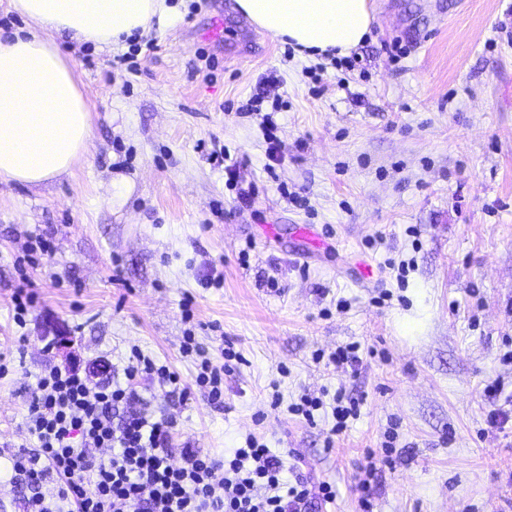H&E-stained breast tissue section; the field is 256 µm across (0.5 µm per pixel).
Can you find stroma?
Listing matches in <instances>:
<instances>
[{
    "label": "stroma",
    "mask_w": 512,
    "mask_h": 512,
    "mask_svg": "<svg viewBox=\"0 0 512 512\" xmlns=\"http://www.w3.org/2000/svg\"><path fill=\"white\" fill-rule=\"evenodd\" d=\"M168 2L132 72L110 65L128 43L57 37L90 143L55 181L0 180V443H24L25 392L48 364L106 380L136 348L191 384V329L242 362L220 407L140 384L149 413L177 421L174 447L227 455L255 434L291 473L335 485L313 512H358L367 491L373 512H512V426L489 427L484 395L502 378L497 405L512 408V0H370L352 70L265 32L245 39L227 0ZM272 71L279 85L241 113ZM213 145L253 183L250 205ZM39 235L52 253L18 266ZM213 269L221 285L204 286ZM26 278L36 303L19 322ZM352 342L374 350L358 374L316 362ZM340 387L364 400L342 433L330 411L312 425L292 414ZM389 433L391 463L363 490Z\"/></svg>",
    "instance_id": "35a3bbf8"
}]
</instances>
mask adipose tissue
<instances>
[{
  "mask_svg": "<svg viewBox=\"0 0 512 512\" xmlns=\"http://www.w3.org/2000/svg\"><path fill=\"white\" fill-rule=\"evenodd\" d=\"M272 37L309 56L344 55L373 21L369 0H236ZM32 29L0 41V178L29 186L70 173L87 150L90 112L53 40L109 46L148 30L172 12L166 0H7Z\"/></svg>",
  "mask_w": 512,
  "mask_h": 512,
  "instance_id": "1",
  "label": "adipose tissue"
}]
</instances>
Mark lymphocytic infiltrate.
Here are the masks:
<instances>
[{"mask_svg": "<svg viewBox=\"0 0 512 512\" xmlns=\"http://www.w3.org/2000/svg\"><path fill=\"white\" fill-rule=\"evenodd\" d=\"M182 351L201 358L194 386L209 401L223 402L236 352L222 349L213 360L191 330ZM144 379L167 396L190 388L137 351L112 382L92 381L73 366L41 371L24 418L35 446L10 457L12 472L31 488L25 512H310L316 502L335 499L332 484L289 476L282 457L252 435L224 457L173 447L176 420L141 409ZM118 407L127 410L119 426L112 422Z\"/></svg>", "mask_w": 512, "mask_h": 512, "instance_id": "f902f5d3", "label": "lymphocytic infiltrate"}]
</instances>
